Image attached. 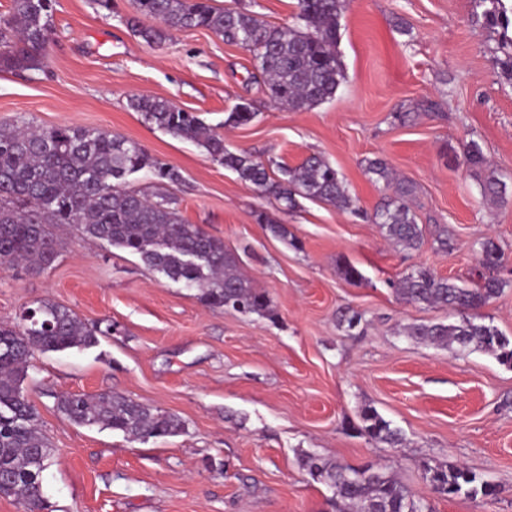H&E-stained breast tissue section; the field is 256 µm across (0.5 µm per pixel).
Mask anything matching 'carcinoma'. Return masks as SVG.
I'll list each match as a JSON object with an SVG mask.
<instances>
[{
    "label": "carcinoma",
    "mask_w": 512,
    "mask_h": 512,
    "mask_svg": "<svg viewBox=\"0 0 512 512\" xmlns=\"http://www.w3.org/2000/svg\"><path fill=\"white\" fill-rule=\"evenodd\" d=\"M133 2L137 13L161 23L140 27L131 21L146 43L160 44L172 30H209L225 43L252 53L270 98L292 110L310 109L333 99L344 80L336 43L346 0H297L295 23L288 28L267 24L246 9H217L210 0ZM487 2L490 8L483 12L487 24L504 29L512 25L508 0H473L477 7ZM4 25L0 64L13 70H41L51 37L49 10L41 0H12ZM130 106L159 130L202 146L241 180L289 210L302 197L358 212L341 173L320 157H310L295 168H281V177L276 179L251 154L229 150L224 137L195 113L147 96L131 99ZM254 118L250 105L237 104L224 125L245 126ZM464 158L467 165L485 172L482 196L490 201L503 198V175L476 143L467 145ZM140 171L159 186L181 181L176 168L118 134L67 125H0V266L23 265L33 272L47 269L61 248L53 225L73 224L106 246L139 256L167 280L197 290L198 299L208 308L268 314L266 292L239 272L223 241L182 221L176 197H152L120 186L126 176ZM367 172L391 190L376 207L372 223L379 225L386 240L407 251L419 250L426 227L417 223L408 203L414 186L395 179L380 159L371 161ZM503 261L504 253L492 240L480 243L482 269L491 271ZM392 287L403 302L446 309L457 316L453 322L408 325L406 336L441 349L454 345L458 353L484 350L512 364V341L486 323L480 312L503 292V281L486 274L476 287L469 288L418 266ZM110 334L112 324L84 323L69 308L49 300L24 308L15 325H0V496L13 498L24 512L45 510L41 477L54 455L49 439L38 429L37 410L24 394L29 359L36 350H86ZM57 409L79 425L111 429L132 440L172 437L184 430L176 415L117 393L70 394L57 400ZM361 419L371 441L391 448L404 441L401 431L376 409H363ZM303 466L314 481L332 490L336 512H432L426 500L415 498L385 466H351L314 456L303 460ZM423 478L443 497L475 500L496 494L492 484L458 465L425 463Z\"/></svg>",
    "instance_id": "carcinoma-1"
}]
</instances>
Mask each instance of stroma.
Instances as JSON below:
<instances>
[{
    "instance_id": "stroma-1",
    "label": "stroma",
    "mask_w": 512,
    "mask_h": 512,
    "mask_svg": "<svg viewBox=\"0 0 512 512\" xmlns=\"http://www.w3.org/2000/svg\"><path fill=\"white\" fill-rule=\"evenodd\" d=\"M213 4L280 27L296 12V0ZM135 15L132 0H52L43 69H0V124L109 131L179 169L171 191L182 218L223 241L273 314L208 308L196 290L70 226L58 230L51 267L0 268V323L51 300L113 325L96 347L30 358L24 393L55 450L42 474L52 512H334L330 491L302 465L307 455L385 464L433 512H512V365L403 336L402 327L446 313L401 302L389 286L418 264L469 281L478 241L492 239L506 287L482 312L512 340V73L497 61L499 31L472 0H347L337 41L345 79L332 100L293 111L270 99L247 50L205 29L150 45L133 32ZM142 95L197 112L231 151L288 167L327 160L354 211L305 198L285 209L203 147L145 121L128 105ZM243 101L255 119L225 126ZM470 142L505 175L503 200H484L463 157ZM378 157L414 185L418 223L447 227L453 250L429 240L399 251L367 220L384 195L366 172ZM263 214L295 244L273 237ZM347 262L362 281L340 276ZM345 308L363 316L350 334L337 322ZM73 393H119L178 416L185 430L141 442L80 426L56 408ZM366 405L402 431L401 447L361 434ZM425 462L464 466L498 494L437 496Z\"/></svg>"
}]
</instances>
